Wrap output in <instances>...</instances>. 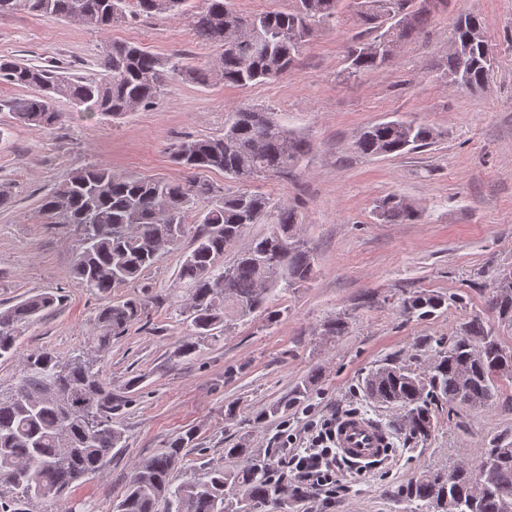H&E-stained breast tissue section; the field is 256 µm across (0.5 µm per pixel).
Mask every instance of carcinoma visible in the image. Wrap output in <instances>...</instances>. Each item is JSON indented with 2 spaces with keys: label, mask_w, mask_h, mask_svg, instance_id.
Wrapping results in <instances>:
<instances>
[{
  "label": "carcinoma",
  "mask_w": 512,
  "mask_h": 512,
  "mask_svg": "<svg viewBox=\"0 0 512 512\" xmlns=\"http://www.w3.org/2000/svg\"><path fill=\"white\" fill-rule=\"evenodd\" d=\"M187 0H0V15L27 11L76 20L107 30L127 15L186 12ZM411 0H370L360 14L367 37L345 48L347 74L357 77L387 64L384 56L364 51L369 44H403L419 33L427 10L410 9ZM340 0H296L289 12L251 17L256 36H243L216 61L224 84L252 86L288 71L296 55L313 36L315 26L336 18ZM230 0H203L189 16L197 40L223 46L224 27L234 22ZM465 27L455 25L452 41L462 42L483 19L462 14ZM491 49L477 38L458 54L446 53L441 74L469 89L486 85L491 70L483 57ZM102 74L82 78L64 67L34 65L0 58V85L27 88L9 109L25 125L51 127L61 113L58 97L100 116L119 119L157 104L165 72L179 69L171 58L137 43L105 45ZM439 132L414 120L396 118L363 129L355 148L369 156H399L432 144ZM309 145L273 112L242 107L233 112L219 137L187 138L171 150L173 164L186 170L224 172V178L245 183L267 175L286 174L308 154ZM38 213L48 226H69L79 237L74 277L87 290L106 296L112 289L140 280L161 255L178 246L187 225H196L191 247L184 253L177 279L185 288L182 313L193 335L214 340L267 304L274 290L299 288L311 279L314 258L302 232L297 209L272 205L248 190L219 193L205 182L189 186L164 179L146 180L118 175L105 166L80 169L38 201ZM378 215L390 224L419 219L418 210L397 194L385 196ZM253 224L267 232L243 240ZM240 245L232 263L223 262L228 248ZM60 296L30 295L0 308V359L15 356L26 329L53 311ZM446 299L419 292L403 301L404 312L426 319L442 309ZM497 323L474 317L463 323L449 342L428 343L433 356L423 372L403 362L371 370L363 388L368 397L403 410L398 427L416 442L428 440L435 428V408L456 405L487 408L498 395L499 382L512 379V349L503 345L499 328L512 329V287L497 288L488 301ZM146 301L140 297L111 300L100 310L93 349L69 357L41 351L26 357L17 386L0 390V512H30L35 500L63 503L72 484L97 472L112 450L122 447L123 431L112 422V390L104 386L98 366L112 338L141 321ZM192 441L187 433L133 467L113 512H287L288 497L270 484L266 467L249 462L226 469L209 466L181 482L173 471ZM490 465L476 480L473 465L462 461L449 469L454 482L432 471L413 478L399 494L410 512H512V441L495 439L485 449Z\"/></svg>",
  "instance_id": "cac0c4a2"
}]
</instances>
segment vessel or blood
<instances>
[{
  "mask_svg": "<svg viewBox=\"0 0 512 512\" xmlns=\"http://www.w3.org/2000/svg\"><path fill=\"white\" fill-rule=\"evenodd\" d=\"M334 442L343 459L358 465L385 459L390 452L386 431L377 423L357 414L349 415L337 423Z\"/></svg>",
  "mask_w": 512,
  "mask_h": 512,
  "instance_id": "b4317fda",
  "label": "vessel or blood"
}]
</instances>
